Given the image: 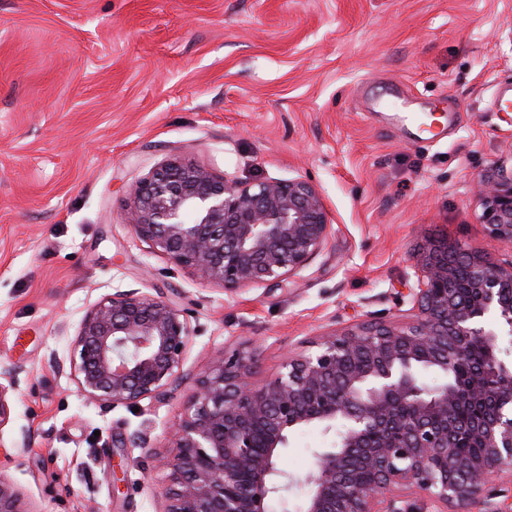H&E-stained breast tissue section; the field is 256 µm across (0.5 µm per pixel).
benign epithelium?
Instances as JSON below:
<instances>
[{
	"mask_svg": "<svg viewBox=\"0 0 512 512\" xmlns=\"http://www.w3.org/2000/svg\"><path fill=\"white\" fill-rule=\"evenodd\" d=\"M481 224L512 243V176L480 178ZM133 236L233 294L282 283L327 245L329 212L302 179L242 184L171 159L126 190ZM413 311L404 323L364 321L288 357L273 380H253L255 358L224 352L195 379L170 432L160 512H469L486 486L512 475V260L432 239L419 246ZM193 329L179 304L156 293L116 292L91 305L71 341L78 391L107 407L158 402L177 390ZM440 380L430 383L423 373ZM17 372L0 371V426L10 418ZM334 433L314 451L310 490L278 468L288 433ZM467 435L482 448L463 456ZM373 476H350L352 461ZM0 512H27L0 478Z\"/></svg>",
	"mask_w": 512,
	"mask_h": 512,
	"instance_id": "benign-epithelium-1",
	"label": "benign epithelium"
}]
</instances>
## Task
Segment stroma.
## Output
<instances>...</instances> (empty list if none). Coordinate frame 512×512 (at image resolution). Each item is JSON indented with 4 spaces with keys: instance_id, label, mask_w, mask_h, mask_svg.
<instances>
[{
    "instance_id": "obj_1",
    "label": "stroma",
    "mask_w": 512,
    "mask_h": 512,
    "mask_svg": "<svg viewBox=\"0 0 512 512\" xmlns=\"http://www.w3.org/2000/svg\"><path fill=\"white\" fill-rule=\"evenodd\" d=\"M512 0H0V444L25 512H156L168 429L223 351L257 381L360 321H401L428 238L494 260L478 181L512 172ZM178 156L243 183L302 178L333 222L292 281L230 295L149 254L126 188ZM161 292L194 333L184 383L138 409L87 402L69 371L86 309ZM141 434L142 445L132 437ZM321 427L280 461L307 476ZM17 386L16 370L0 371V427L7 423L10 418V394Z\"/></svg>"
}]
</instances>
